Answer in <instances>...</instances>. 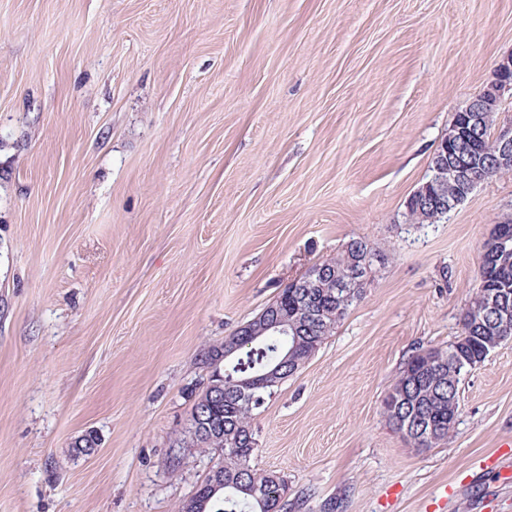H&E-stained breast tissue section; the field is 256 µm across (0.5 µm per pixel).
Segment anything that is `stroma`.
Masks as SVG:
<instances>
[{"label":"stroma","instance_id":"35a3bbf8","mask_svg":"<svg viewBox=\"0 0 512 512\" xmlns=\"http://www.w3.org/2000/svg\"><path fill=\"white\" fill-rule=\"evenodd\" d=\"M512 0H0V512H175L223 344L350 239L364 294L254 421L292 512H512V340L423 451L381 403L451 343L512 174L406 221ZM96 452L74 457L79 437Z\"/></svg>","mask_w":512,"mask_h":512}]
</instances>
